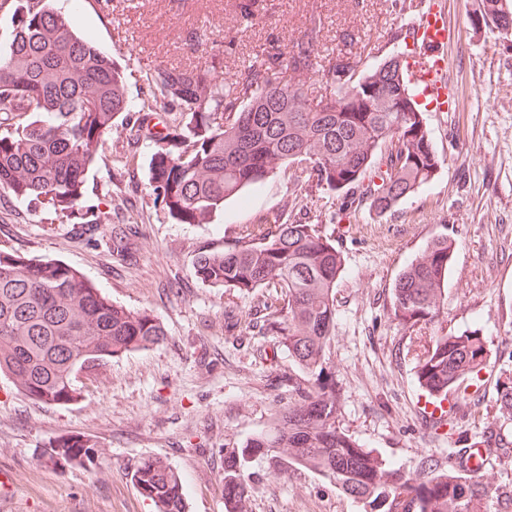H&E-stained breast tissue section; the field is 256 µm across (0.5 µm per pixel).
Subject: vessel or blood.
I'll return each mask as SVG.
<instances>
[{"instance_id":"b4317fda","label":"vessel or blood","mask_w":512,"mask_h":512,"mask_svg":"<svg viewBox=\"0 0 512 512\" xmlns=\"http://www.w3.org/2000/svg\"><path fill=\"white\" fill-rule=\"evenodd\" d=\"M448 34V20L443 10L436 5L421 13L409 30L410 38L418 45L427 61L420 81L432 96L436 109L441 111L448 108L444 55Z\"/></svg>"}]
</instances>
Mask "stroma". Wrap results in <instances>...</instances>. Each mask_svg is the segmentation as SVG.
Returning <instances> with one entry per match:
<instances>
[{
	"label": "stroma",
	"instance_id": "stroma-1",
	"mask_svg": "<svg viewBox=\"0 0 512 512\" xmlns=\"http://www.w3.org/2000/svg\"><path fill=\"white\" fill-rule=\"evenodd\" d=\"M437 1L451 28L445 57L455 108L428 110L426 118L446 160L384 217L365 206L341 210L335 192L308 187L302 162L226 202L209 223H175L147 188L154 145L126 125L106 136L85 173L82 209L92 231L49 221L35 203L0 194V248L80 271L110 301L151 313L165 331L158 345L112 359L105 375L82 373V395L67 405L33 401L0 376V469L17 478L0 512H153L129 477L149 457L180 474L188 512H224L225 454L265 430L305 376L279 336L265 330L256 298L204 285L194 262L201 248H223L225 238L256 230L270 212L326 225L343 253L330 359L347 434L391 465L428 456L442 468L482 435L512 352V35L473 31L472 0ZM70 2L78 29L127 72L135 111L151 99L146 74L159 62L195 66L220 52L232 72L269 39L298 38L313 13L329 38L352 30L386 57L404 49L396 33L410 21L394 0H261L250 23L241 0ZM199 38L206 51L189 52ZM120 224L132 228L121 256L111 249ZM442 235L455 238L457 249L439 321L479 332L492 356L465 394L449 397L452 425L432 428L423 420L431 405L414 377L420 343L392 320L391 297L402 270ZM67 435L96 442L93 464L42 463L45 444ZM247 471L250 512H362L327 480L288 462L253 458Z\"/></svg>",
	"mask_w": 512,
	"mask_h": 512
}]
</instances>
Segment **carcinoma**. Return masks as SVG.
<instances>
[{"label":"carcinoma","mask_w":512,"mask_h":512,"mask_svg":"<svg viewBox=\"0 0 512 512\" xmlns=\"http://www.w3.org/2000/svg\"><path fill=\"white\" fill-rule=\"evenodd\" d=\"M1 10L11 13L14 27L0 49V191L75 221L85 171L117 116L129 111L127 77L52 0H0ZM322 29L321 19L309 17L299 38L284 46L270 41L227 80L217 55L201 66L160 62L150 69L155 107L138 114L136 132L156 143L149 190L175 223H208L226 200L295 162L310 165L311 187L341 193L342 209L367 201L380 217L433 179L444 159L416 101L423 65L417 53L370 69L351 50L322 59ZM158 111L178 119L156 131L151 122ZM456 248L447 236L428 243L399 275L391 304L403 329L431 326L415 376L439 407L491 357L478 332H449L439 324ZM343 270V254L323 225L287 223L279 213L268 215L256 234L198 252L195 274L203 284L247 294L270 288L283 301L280 307L263 302L267 330L281 337L307 376L300 397L267 430L225 456L224 512H248L246 464L257 454L284 456L320 475L361 501L364 512H490L494 502L509 512L512 489L479 470L451 457L446 469L426 457L395 468L340 427L342 392L329 346ZM164 336L153 315L112 303L76 269L0 250V376L28 398L74 402L81 364L101 375L112 358ZM508 426L511 376L499 385L491 437L472 445L511 458L512 439L501 433ZM98 452L89 439L59 437L43 459L55 467L84 465ZM131 481L155 512H186L182 478L165 460L140 462Z\"/></svg>","instance_id":"carcinoma-1"}]
</instances>
